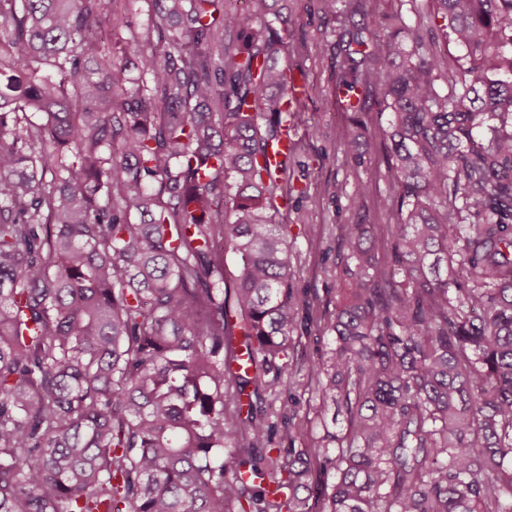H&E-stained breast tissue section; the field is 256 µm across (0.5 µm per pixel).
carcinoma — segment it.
Masks as SVG:
<instances>
[{
  "mask_svg": "<svg viewBox=\"0 0 512 512\" xmlns=\"http://www.w3.org/2000/svg\"><path fill=\"white\" fill-rule=\"evenodd\" d=\"M430 2L446 64L420 20L345 31L336 94L390 113L394 248L345 230L300 364L269 0H146L143 31L0 0V512H512V0ZM302 370L348 433L273 448L308 429L257 402Z\"/></svg>",
  "mask_w": 512,
  "mask_h": 512,
  "instance_id": "cac0c4a2",
  "label": "carcinoma"
}]
</instances>
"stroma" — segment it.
<instances>
[{
    "instance_id": "35a3bbf8",
    "label": "stroma",
    "mask_w": 512,
    "mask_h": 512,
    "mask_svg": "<svg viewBox=\"0 0 512 512\" xmlns=\"http://www.w3.org/2000/svg\"><path fill=\"white\" fill-rule=\"evenodd\" d=\"M278 3L281 15L296 23L294 38L299 49L289 55L288 62L303 69L309 84L304 105L291 114L288 128L296 143L287 162L288 174L291 185L300 193L289 199L287 211L276 216L277 222L286 226L293 251L292 288L300 307L306 310L297 329L302 338L299 353L309 360L325 349L321 317L345 284L344 268L350 249L342 226L366 225L367 243L378 257L387 256L392 249L389 224L396 203L385 178L390 142L384 135L389 115L377 97H369L361 134L376 141V152L360 165L337 152L336 145L348 125L334 90L344 19L324 12L319 0ZM428 9V0H418L414 5L409 0H370L366 22L371 31L383 35L391 31L395 17L411 22ZM355 195L363 200L358 210L349 206ZM317 405L314 386L303 374L285 378L280 395L265 398L262 403L279 428L292 423L311 427V436L300 442L304 448L313 447L315 437L321 434L316 427Z\"/></svg>"
}]
</instances>
